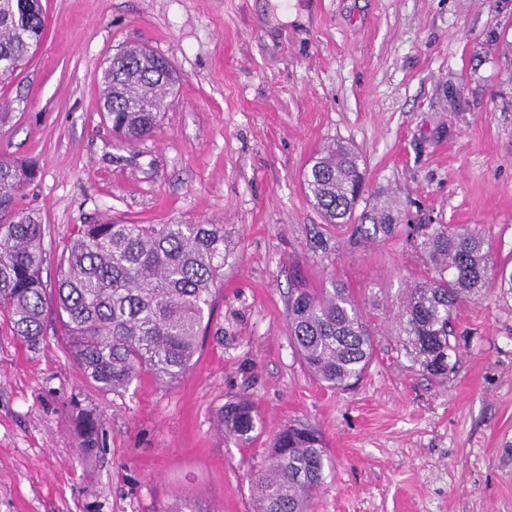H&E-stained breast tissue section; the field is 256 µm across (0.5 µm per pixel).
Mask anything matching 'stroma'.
I'll return each instance as SVG.
<instances>
[{"label": "stroma", "instance_id": "35a3bbf8", "mask_svg": "<svg viewBox=\"0 0 512 512\" xmlns=\"http://www.w3.org/2000/svg\"><path fill=\"white\" fill-rule=\"evenodd\" d=\"M25 69L0 84V157L36 159L25 207L54 284L74 225L220 224L233 252L192 367L119 394L86 379L54 317L29 350L0 315V512H255L272 435L316 427L325 479L312 512H512V294L489 284L453 318L444 383L396 351L397 299L422 274L409 226H462L512 267V0H41ZM130 44L180 81L154 134L118 141L102 73ZM361 153L364 205L390 197L391 236L352 243L323 222L303 172L323 146ZM350 288L386 310L349 390L308 375L288 336L297 286ZM261 418L223 437L219 409ZM104 423L78 449L71 400ZM218 423L223 435L246 442L252 439L258 430L260 416L253 403L248 399H239L223 406Z\"/></svg>", "mask_w": 512, "mask_h": 512}]
</instances>
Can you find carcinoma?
I'll return each mask as SVG.
<instances>
[{"instance_id": "cac0c4a2", "label": "carcinoma", "mask_w": 512, "mask_h": 512, "mask_svg": "<svg viewBox=\"0 0 512 512\" xmlns=\"http://www.w3.org/2000/svg\"><path fill=\"white\" fill-rule=\"evenodd\" d=\"M41 0H0V82L28 64L45 37ZM167 60L143 46H129L104 70L101 102L112 131L133 144L153 134L167 109L177 76ZM38 165L0 158V309L13 333L30 349L44 336L47 285L43 281L44 227L39 215L19 206L35 182ZM314 207L328 224L353 225L354 240L389 236L398 215L380 201L355 215L365 186L363 160L335 143L304 174ZM427 277L403 292L397 351L433 377L448 374L455 345L452 317L479 296L490 275L512 291V271L496 263L477 233L422 224L411 237ZM230 251L222 224H133L104 217L74 226L62 251L54 304L66 348L86 378L105 392L126 391L146 372L167 383L193 365L204 321L212 317L213 287L224 278ZM288 335L307 372L333 389L357 381L374 357L368 316L348 288H300L288 301ZM80 453L101 447L103 423L90 411L75 415ZM220 430L252 439L260 416L239 399L224 406ZM271 453L252 489L257 512H310L324 481L325 444L312 426L287 425L271 439Z\"/></svg>"}]
</instances>
